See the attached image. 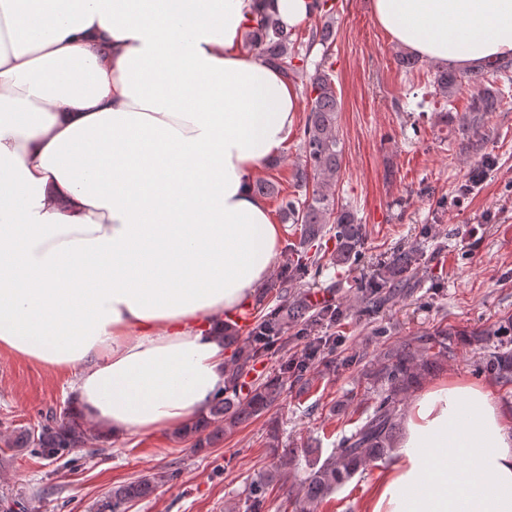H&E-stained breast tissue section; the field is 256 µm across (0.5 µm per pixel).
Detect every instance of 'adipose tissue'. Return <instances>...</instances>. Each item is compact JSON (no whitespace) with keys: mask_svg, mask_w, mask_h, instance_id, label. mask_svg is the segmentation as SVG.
<instances>
[{"mask_svg":"<svg viewBox=\"0 0 512 512\" xmlns=\"http://www.w3.org/2000/svg\"><path fill=\"white\" fill-rule=\"evenodd\" d=\"M310 0H0V348L73 373L113 436L205 416L224 319L274 272L281 227L252 191L299 91L248 55L261 13ZM424 59L512 57V0H371ZM457 378L411 399L367 512H512V427Z\"/></svg>","mask_w":512,"mask_h":512,"instance_id":"ef3b65f1","label":"adipose tissue"}]
</instances>
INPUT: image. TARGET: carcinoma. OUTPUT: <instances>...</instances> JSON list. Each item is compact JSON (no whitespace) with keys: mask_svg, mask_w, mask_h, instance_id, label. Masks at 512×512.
I'll return each instance as SVG.
<instances>
[{"mask_svg":"<svg viewBox=\"0 0 512 512\" xmlns=\"http://www.w3.org/2000/svg\"><path fill=\"white\" fill-rule=\"evenodd\" d=\"M335 4L331 0H313V14L323 19L310 29L308 48L324 47L314 73L308 76L303 92L310 100V109L297 136L303 153V165L294 173L298 187L306 189L304 197L282 195L267 180L253 183V192L277 202L278 213L285 224L299 226V238L287 243L279 272L260 288L251 304L247 336L240 338L232 325L224 328V345L233 348L227 362V382L215 394L202 425L179 432L184 438H195V447L204 448L218 435L230 433L241 424L258 417L277 405L288 381L298 382L314 365H333L327 355L336 348V338L321 336L323 328L344 320L347 310L328 302L318 308L309 304L306 290L320 283L324 275L325 257L336 265H354L364 255L365 225L346 208H336L334 186L340 175L342 143L336 131L340 102L333 80V62L328 48L333 38L332 19ZM246 47L256 55L275 64L287 80L304 74L306 57L292 47L291 33L284 31L273 16L264 14L245 36ZM512 85V60L495 59L463 75L451 69L433 73L428 95L448 110L459 87L467 82L476 91L469 100L468 111L483 116L496 111L504 99V90L488 84L489 77ZM424 263L423 251L411 246L394 251L379 260L360 286L362 301L378 307L398 294L415 287V270ZM306 340L304 357L281 361L278 373L261 382L245 381L250 368L264 358L282 352L288 346V330ZM481 350L478 367L503 386L512 385V349H486L484 338L469 336ZM453 343L448 331L412 336L387 348L367 373L375 394L366 417L348 435H343L336 448L326 457L308 460L307 475L300 484L294 504L297 512H315L323 499L336 491L367 464L384 458L393 449L402 428V406L429 374L440 370ZM87 422L66 412L61 416H45L38 430H22L7 441L10 448H34L37 454L53 460L65 457L76 448H83L91 438ZM298 457L297 450L288 449L280 467L262 474L249 484L245 512H264L270 485L282 469ZM155 478L143 476L118 485L97 503V512H126L127 504L149 497Z\"/></svg>","mask_w":512,"mask_h":512,"instance_id":"obj_1","label":"carcinoma"}]
</instances>
